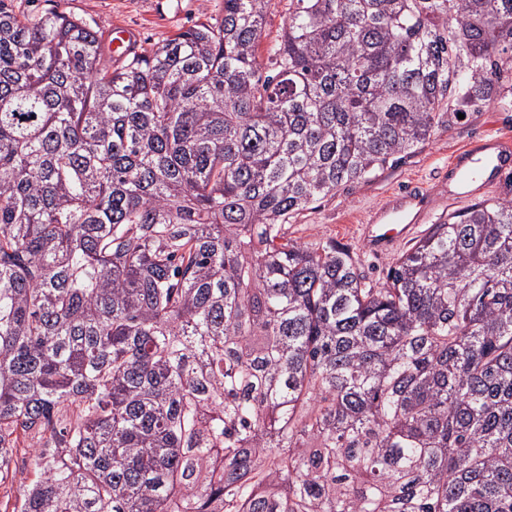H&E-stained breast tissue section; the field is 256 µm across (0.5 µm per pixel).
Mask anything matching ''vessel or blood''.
Masks as SVG:
<instances>
[{
    "mask_svg": "<svg viewBox=\"0 0 512 512\" xmlns=\"http://www.w3.org/2000/svg\"><path fill=\"white\" fill-rule=\"evenodd\" d=\"M472 165L484 171L494 172L512 165V153L504 150L499 140L491 139L457 155L449 163L448 172L454 177ZM426 207V201L419 191L412 187L392 207L379 213L374 223L364 227L373 252L383 253L404 238L412 224L420 222Z\"/></svg>",
    "mask_w": 512,
    "mask_h": 512,
    "instance_id": "obj_1",
    "label": "vessel or blood"
}]
</instances>
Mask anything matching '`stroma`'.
<instances>
[{
  "instance_id": "1",
  "label": "stroma",
  "mask_w": 512,
  "mask_h": 512,
  "mask_svg": "<svg viewBox=\"0 0 512 512\" xmlns=\"http://www.w3.org/2000/svg\"><path fill=\"white\" fill-rule=\"evenodd\" d=\"M11 5L16 11L31 14L64 12L86 20L105 36L116 26L136 29V49L140 52L155 48L181 30L224 15V0H11ZM491 137L512 146V103L482 107L450 121L429 142L375 177L342 186L335 195L315 203L289 224L288 236L308 245L333 243L344 247L369 281L384 282L393 258L373 257L362 238L361 226L394 193L414 183L423 184L430 192L433 216L430 223L417 226L415 234L419 237L425 235L429 224L446 221L449 214L465 209L470 202L512 198V183L502 172L469 184V197L451 194L450 158Z\"/></svg>"
}]
</instances>
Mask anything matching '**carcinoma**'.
Segmentation results:
<instances>
[{
    "label": "carcinoma",
    "instance_id": "obj_1",
    "mask_svg": "<svg viewBox=\"0 0 512 512\" xmlns=\"http://www.w3.org/2000/svg\"><path fill=\"white\" fill-rule=\"evenodd\" d=\"M270 0L102 60L0 0L11 512H512V199L373 285L294 216L512 95V0ZM288 12V0H272L265 15L263 35L259 46V59L267 62V50L281 34Z\"/></svg>",
    "mask_w": 512,
    "mask_h": 512
}]
</instances>
